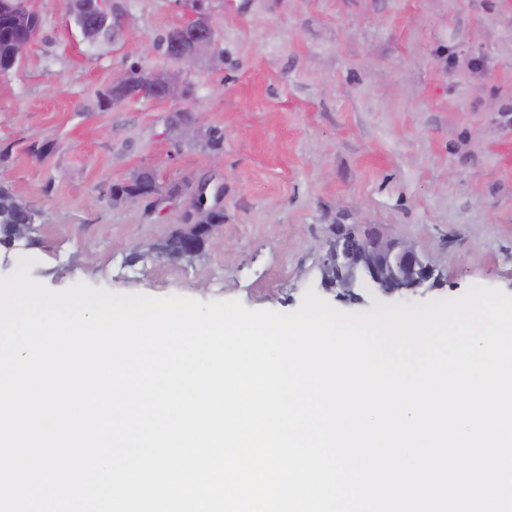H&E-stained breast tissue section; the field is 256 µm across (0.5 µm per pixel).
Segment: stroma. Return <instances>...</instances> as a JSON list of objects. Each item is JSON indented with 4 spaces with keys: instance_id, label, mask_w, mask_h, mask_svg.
Returning a JSON list of instances; mask_svg holds the SVG:
<instances>
[{
    "instance_id": "1",
    "label": "stroma",
    "mask_w": 512,
    "mask_h": 512,
    "mask_svg": "<svg viewBox=\"0 0 512 512\" xmlns=\"http://www.w3.org/2000/svg\"><path fill=\"white\" fill-rule=\"evenodd\" d=\"M199 5L213 44L185 70V96L100 107L126 68L170 67L158 42ZM28 6L40 34L0 73V186L35 221L0 245V276L28 258L53 290L290 312L311 289L364 312L387 298L337 300L322 260L333 225L371 224L443 275L391 303L512 294V0H112L116 25L93 43L66 0ZM182 110L190 123L174 125ZM212 127L216 164L202 157ZM144 169L183 196L157 208L104 196ZM204 182L224 188L223 224L193 261L159 257Z\"/></svg>"
}]
</instances>
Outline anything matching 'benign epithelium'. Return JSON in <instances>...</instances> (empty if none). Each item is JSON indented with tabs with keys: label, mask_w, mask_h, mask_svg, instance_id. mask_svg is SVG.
Instances as JSON below:
<instances>
[{
	"label": "benign epithelium",
	"mask_w": 512,
	"mask_h": 512,
	"mask_svg": "<svg viewBox=\"0 0 512 512\" xmlns=\"http://www.w3.org/2000/svg\"><path fill=\"white\" fill-rule=\"evenodd\" d=\"M108 0H70L68 10L74 14L92 11L97 21L83 29L85 39L94 42L111 26L112 7ZM193 39L185 45L180 41L184 30L172 36L169 58L180 69L195 63L212 41L209 20L198 16L189 22ZM145 90L156 99L169 100L184 96L185 88L170 74L149 73ZM34 224V216L23 203L17 205L13 232L9 240L24 237ZM215 224H200L191 220L156 247L157 253L170 260H191L205 247L203 236L212 235ZM326 286L338 290V295L355 293V288L366 284L381 293L392 296L404 291H414L428 284L436 286L441 272L427 261L414 247L394 242H384L376 237L367 224H338L333 237L327 242L322 263Z\"/></svg>",
	"instance_id": "7a95c632"
}]
</instances>
